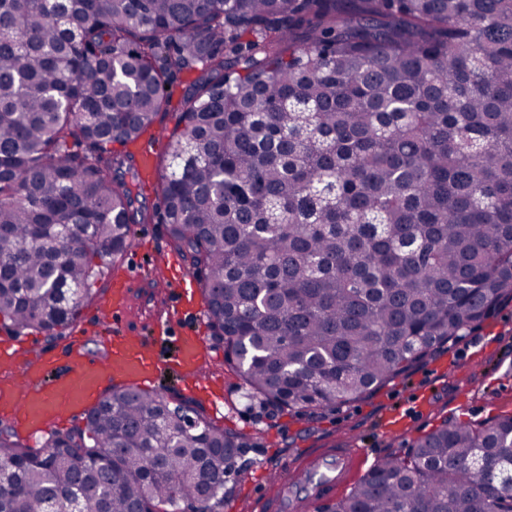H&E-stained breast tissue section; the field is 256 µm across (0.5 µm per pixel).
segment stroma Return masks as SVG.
<instances>
[{
    "instance_id": "stroma-1",
    "label": "stroma",
    "mask_w": 512,
    "mask_h": 512,
    "mask_svg": "<svg viewBox=\"0 0 512 512\" xmlns=\"http://www.w3.org/2000/svg\"><path fill=\"white\" fill-rule=\"evenodd\" d=\"M212 356L206 372L222 376L224 404L208 417L250 438L243 451L245 477L224 512H256L254 484L283 465L289 476L298 477V462L309 449H358L359 464L336 492L342 498L378 460L405 453L443 420L475 425L512 413V302L383 389L317 415L248 401L241 378L222 365L223 350Z\"/></svg>"
}]
</instances>
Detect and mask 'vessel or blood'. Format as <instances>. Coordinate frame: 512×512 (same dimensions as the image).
<instances>
[{"label": "vessel or blood", "instance_id": "b4317fda", "mask_svg": "<svg viewBox=\"0 0 512 512\" xmlns=\"http://www.w3.org/2000/svg\"><path fill=\"white\" fill-rule=\"evenodd\" d=\"M194 280L185 274L181 257L174 252L157 256L151 267L140 272L120 269L112 282V295L101 310L112 328L105 357L90 355L82 341L72 340L65 362L46 354H31L24 343L0 342V413L11 416L30 440H37L46 424L63 421L84 408L99 384L120 376L136 384L150 383L158 370L178 368L195 393L222 401V386L204 371L210 350L199 333H185L183 308L189 304ZM138 297L154 306L151 318L139 326L128 321V303ZM174 336L176 349L171 358H160L157 340ZM357 453L339 448L309 455L301 478L282 484L277 492L256 496L259 512H296L300 501L333 499L337 487L351 473Z\"/></svg>", "mask_w": 512, "mask_h": 512}]
</instances>
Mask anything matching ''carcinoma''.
Listing matches in <instances>:
<instances>
[{
	"mask_svg": "<svg viewBox=\"0 0 512 512\" xmlns=\"http://www.w3.org/2000/svg\"><path fill=\"white\" fill-rule=\"evenodd\" d=\"M197 72L159 200L137 142ZM199 280L250 400L355 402L512 302V0H0V322L56 341L132 225ZM246 436L112 387L0 512H223ZM512 415L443 421L330 512H512Z\"/></svg>",
	"mask_w": 512,
	"mask_h": 512,
	"instance_id": "cac0c4a2",
	"label": "carcinoma"
}]
</instances>
